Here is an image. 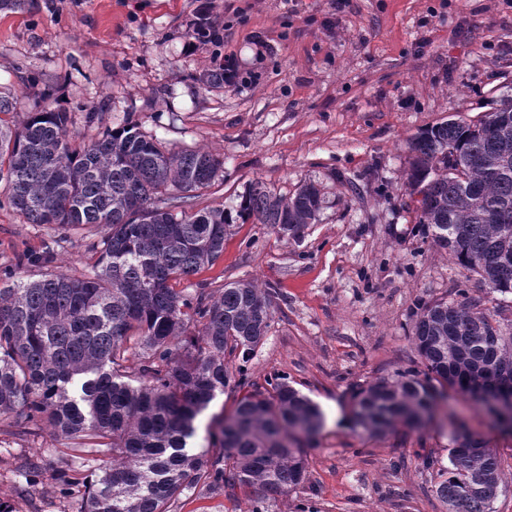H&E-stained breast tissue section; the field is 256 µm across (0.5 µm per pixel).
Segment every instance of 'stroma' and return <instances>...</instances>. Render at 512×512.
Masks as SVG:
<instances>
[{"label": "stroma", "instance_id": "35a3bbf8", "mask_svg": "<svg viewBox=\"0 0 512 512\" xmlns=\"http://www.w3.org/2000/svg\"><path fill=\"white\" fill-rule=\"evenodd\" d=\"M224 26L220 48L196 43L200 12ZM234 56L239 85L201 77L217 54ZM70 116L75 144L133 116L171 151L205 149L224 172L195 208L235 210L255 182L292 194L315 183L323 195L300 239L260 224H235L213 264L182 280L215 291L248 280L269 291L273 321L248 365L264 385L279 376L308 395L324 427L306 446L308 479L269 512H442L424 456L444 461L447 431L433 426L371 437L348 424L354 386L409 366L417 300L467 289L485 307L512 295L466 279L410 208L408 142L454 115L475 120L512 95V0H26L0 11V93L32 108L42 86ZM97 107L98 124L84 121ZM103 228L88 226L56 246L49 268L17 264L54 229L0 208V273L25 281L46 271L81 274L98 256ZM467 426L502 459L493 512H512V435L460 405ZM25 455L49 466L102 467L90 448L49 434L23 436L0 420V500L16 512H79L49 478L26 484ZM26 484L19 499L14 489ZM245 502L205 487L173 512H246Z\"/></svg>", "mask_w": 512, "mask_h": 512}]
</instances>
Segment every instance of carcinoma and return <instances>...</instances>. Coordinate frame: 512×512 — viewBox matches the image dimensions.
I'll use <instances>...</instances> for the list:
<instances>
[{"label":"carcinoma","mask_w":512,"mask_h":512,"mask_svg":"<svg viewBox=\"0 0 512 512\" xmlns=\"http://www.w3.org/2000/svg\"><path fill=\"white\" fill-rule=\"evenodd\" d=\"M409 185L417 223L452 263L503 295L512 294V96L474 123L450 118L410 141ZM0 206L27 224L52 226L64 240L88 225L105 232L92 244L98 267L80 276L48 272L0 288V419L26 433L71 440L112 454L89 478L72 466L51 477L64 497L82 496L80 512H171L180 495L202 485L248 512L306 479L303 442L323 425L319 407L279 377L267 394L242 396L229 416L207 426L217 455L191 446L195 422L247 364L271 327L269 293L251 281L191 294L173 283L212 264L224 235L241 220L299 239L317 220L320 190L290 196L255 183L236 212L193 210L192 200L219 176L223 161L208 150L172 152L128 116L99 138L75 146L68 113L45 105L14 128L0 125ZM54 250L20 262L46 265ZM412 343L422 368L376 377L352 398L355 430L384 436L402 426L451 428L449 465L422 458L434 473L445 512H493L501 458L488 441L442 412L447 390L486 414L512 423V319L459 288L448 299L415 306ZM25 478L45 475L34 456Z\"/></svg>","instance_id":"1"}]
</instances>
